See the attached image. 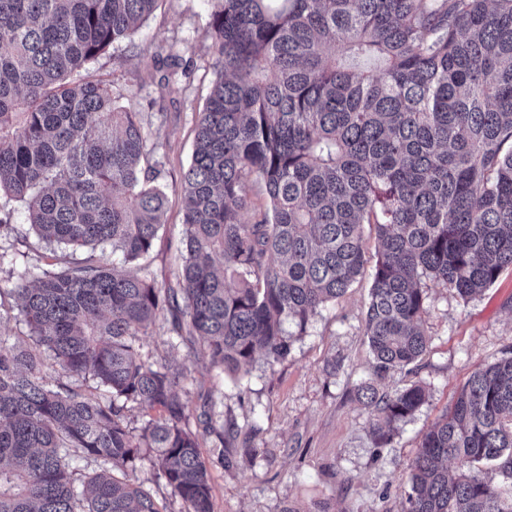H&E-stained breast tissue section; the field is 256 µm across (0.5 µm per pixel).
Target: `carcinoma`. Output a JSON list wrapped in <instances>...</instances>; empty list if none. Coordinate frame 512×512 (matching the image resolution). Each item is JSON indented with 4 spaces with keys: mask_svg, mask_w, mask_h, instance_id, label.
<instances>
[{
    "mask_svg": "<svg viewBox=\"0 0 512 512\" xmlns=\"http://www.w3.org/2000/svg\"><path fill=\"white\" fill-rule=\"evenodd\" d=\"M157 2L0 0V197L41 241L87 249L0 286L28 328L0 338V512H163L130 477L145 460L184 512H212L188 376L141 354L166 313L222 373L277 361L286 326L304 332L364 274L375 225V379L358 395L381 447L426 401L376 384L428 349L425 281L467 300L512 267V0H211L217 78L182 176V264L174 285L151 277L167 203L142 165L153 146L111 85L70 76ZM253 184L267 207L249 222ZM408 469L402 512H512V355L471 373Z\"/></svg>",
    "mask_w": 512,
    "mask_h": 512,
    "instance_id": "1",
    "label": "carcinoma"
}]
</instances>
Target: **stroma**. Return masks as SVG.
Segmentation results:
<instances>
[{
  "mask_svg": "<svg viewBox=\"0 0 512 512\" xmlns=\"http://www.w3.org/2000/svg\"><path fill=\"white\" fill-rule=\"evenodd\" d=\"M210 13L209 0H161L132 40L81 72L111 83L123 105L141 112L156 145L149 162L161 171L168 206L149 270L160 281L174 279L184 252L181 179L198 114L216 78ZM172 51L181 57L180 70L164 87L155 58ZM370 285V277L359 279L294 337L285 359L271 364L257 354L245 375L211 368L172 338L168 318H159L143 337V354L166 358L189 374L182 397L191 413L208 397L236 424L237 436L225 440L217 431L196 428L213 512H282L289 506L295 512H401L407 465L424 434L476 368L512 353V268L469 300L427 283L423 320L429 348L417 363L389 371L379 384L390 395L420 384L427 400L398 423L386 445L375 447L369 412L357 396L374 370L364 336ZM221 443L232 467L216 462ZM248 446L263 449V456L248 460Z\"/></svg>",
  "mask_w": 512,
  "mask_h": 512,
  "instance_id": "stroma-1",
  "label": "stroma"
}]
</instances>
